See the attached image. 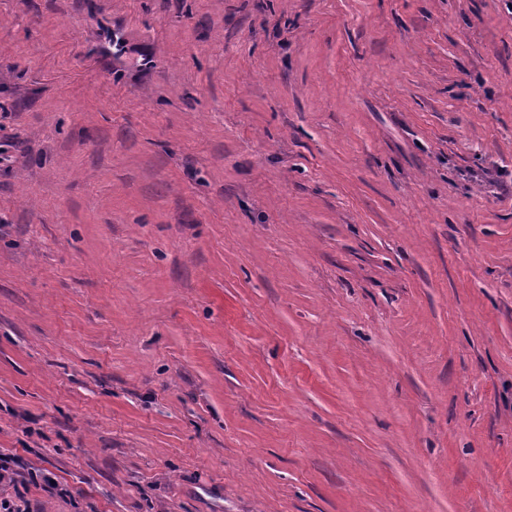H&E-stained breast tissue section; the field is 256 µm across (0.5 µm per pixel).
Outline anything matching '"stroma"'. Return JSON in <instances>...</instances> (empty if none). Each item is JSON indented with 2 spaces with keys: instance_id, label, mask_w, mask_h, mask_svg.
<instances>
[{
  "instance_id": "obj_1",
  "label": "stroma",
  "mask_w": 512,
  "mask_h": 512,
  "mask_svg": "<svg viewBox=\"0 0 512 512\" xmlns=\"http://www.w3.org/2000/svg\"><path fill=\"white\" fill-rule=\"evenodd\" d=\"M0 453L31 512H512V0H0Z\"/></svg>"
}]
</instances>
